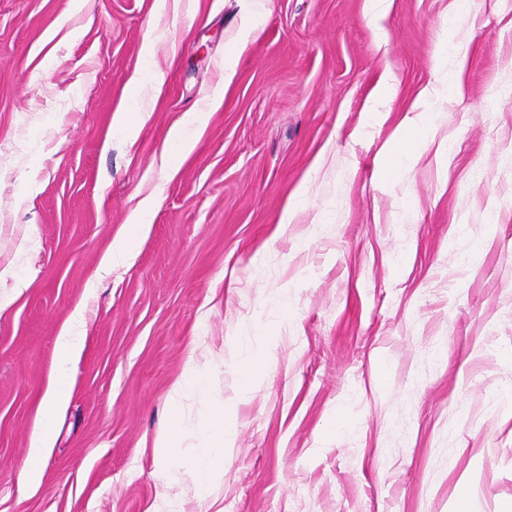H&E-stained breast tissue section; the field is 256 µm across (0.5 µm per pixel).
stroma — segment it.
<instances>
[{"mask_svg": "<svg viewBox=\"0 0 512 512\" xmlns=\"http://www.w3.org/2000/svg\"><path fill=\"white\" fill-rule=\"evenodd\" d=\"M389 2L376 27L368 0H0V267L28 282L0 312V512H512V0L450 24L452 0ZM121 107L145 114L135 139ZM413 108L425 137L400 126ZM176 126L192 151L168 150ZM148 196L147 234L101 275ZM249 352L266 367L242 395ZM192 357L234 434L205 490L203 408L176 466L154 448ZM82 325V309L77 306L56 338L55 377L43 400L41 418L30 436L28 456L19 474L20 482L25 485L35 483L41 476L42 462L53 436L57 411L68 397L70 365L82 344Z\"/></svg>", "mask_w": 512, "mask_h": 512, "instance_id": "stroma-1", "label": "stroma"}]
</instances>
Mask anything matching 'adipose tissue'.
<instances>
[{
  "instance_id": "ef3b65f1",
  "label": "adipose tissue",
  "mask_w": 512,
  "mask_h": 512,
  "mask_svg": "<svg viewBox=\"0 0 512 512\" xmlns=\"http://www.w3.org/2000/svg\"><path fill=\"white\" fill-rule=\"evenodd\" d=\"M151 208V199H143L139 211L133 213L129 219L127 232L113 240L102 263L104 271H112L113 268L127 261L137 237L144 235L148 230L144 216ZM82 325V311L78 308L74 309L68 323L56 338L55 377L43 400L41 418L30 436L28 456L19 474L23 484H33L41 476L42 462L53 436L57 411L68 397L70 365L82 344ZM190 399L201 401L207 408V417L203 426L207 441L203 447L196 450L195 470L198 485L205 488L209 486L220 464L223 463L226 448L233 445V435L224 421V403L214 395L211 368L208 364L189 362L182 379L170 393L172 423L158 432L155 446L161 462L167 464L176 458L181 446V411L184 401Z\"/></svg>"
}]
</instances>
